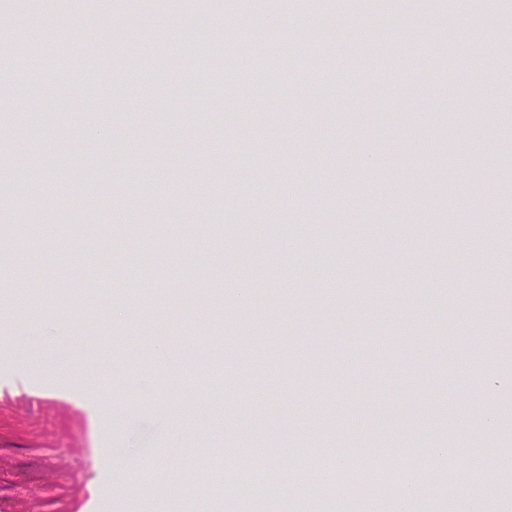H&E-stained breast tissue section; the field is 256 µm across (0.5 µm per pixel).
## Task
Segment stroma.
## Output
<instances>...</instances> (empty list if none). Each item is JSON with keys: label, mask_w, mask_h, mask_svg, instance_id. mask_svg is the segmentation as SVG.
I'll use <instances>...</instances> for the list:
<instances>
[{"label": "stroma", "mask_w": 512, "mask_h": 512, "mask_svg": "<svg viewBox=\"0 0 512 512\" xmlns=\"http://www.w3.org/2000/svg\"><path fill=\"white\" fill-rule=\"evenodd\" d=\"M284 13L287 33L270 45L268 23ZM49 14L71 53L103 62L123 50L148 59L150 73L103 69L92 91L47 70L0 89V184L42 167L37 194H0V221L29 235L23 251H0V290L13 293L0 344L17 364L111 390L116 457L136 458L165 433L192 445L202 431L211 448H285L294 464L428 436L485 457L487 512H512V485L496 472L512 444V68L502 64L512 0L482 12L472 0H359L351 13L320 0L312 14L295 0H252L245 12L213 0L192 15L157 0H6L0 51L40 42ZM449 16L459 22L451 43L432 33ZM228 26L256 48L247 69L180 65ZM411 34L420 64L439 70L412 87L391 69L376 90L379 56L398 55ZM273 47L290 69L264 71ZM312 53L320 70L307 64ZM316 83L332 95L313 93ZM88 134L107 151L84 153ZM488 165L500 169L491 182ZM22 254L37 262L27 284L14 276ZM91 256L104 260L92 272ZM200 266L208 279L185 291L184 270ZM104 319L115 356L131 336L179 350L182 383L150 360L121 379L99 373L82 337ZM207 333L222 336L227 357L249 336L264 360L226 366L237 388L201 384ZM350 353L363 360L354 376ZM160 393L175 413L141 410ZM89 472L76 411L0 395V512H72ZM431 482L415 512H471L447 474L432 471Z\"/></svg>", "instance_id": "1"}]
</instances>
